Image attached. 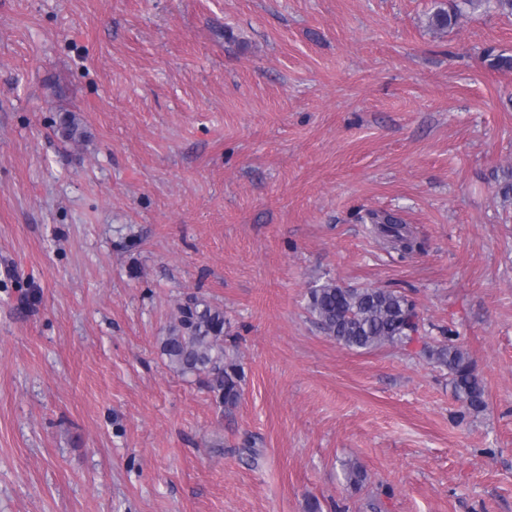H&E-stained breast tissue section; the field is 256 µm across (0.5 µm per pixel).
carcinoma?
I'll list each match as a JSON object with an SVG mask.
<instances>
[{
    "instance_id": "obj_1",
    "label": "carcinoma",
    "mask_w": 512,
    "mask_h": 512,
    "mask_svg": "<svg viewBox=\"0 0 512 512\" xmlns=\"http://www.w3.org/2000/svg\"><path fill=\"white\" fill-rule=\"evenodd\" d=\"M461 3L512 14V0ZM459 14L458 7L451 13L439 8L431 15L430 25L446 28ZM485 59L492 69H512V55L489 50ZM367 219L383 234L387 247L404 252L413 249L411 231L396 214L369 211ZM307 308L322 333L355 351L403 346L412 341L420 326L416 305L396 290L345 288L326 281L309 289ZM227 335L224 310L193 296L179 304L173 324L161 338L160 352L177 372L197 377L216 403L232 407L241 399L243 374L240 365L226 354ZM423 354L448 370L463 412L479 413L486 409L485 387L469 354L460 345L450 338L424 346ZM345 478L349 486L359 488L367 481V473L363 466L350 462L345 467Z\"/></svg>"
}]
</instances>
